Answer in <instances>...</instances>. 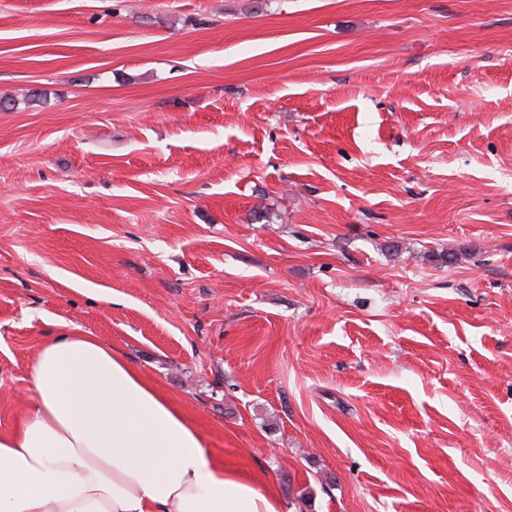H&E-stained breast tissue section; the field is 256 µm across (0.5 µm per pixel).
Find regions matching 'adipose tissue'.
<instances>
[{
    "label": "adipose tissue",
    "mask_w": 512,
    "mask_h": 512,
    "mask_svg": "<svg viewBox=\"0 0 512 512\" xmlns=\"http://www.w3.org/2000/svg\"><path fill=\"white\" fill-rule=\"evenodd\" d=\"M34 403L0 431V512H281L208 460L173 399L100 337L67 332L30 365Z\"/></svg>",
    "instance_id": "1"
}]
</instances>
